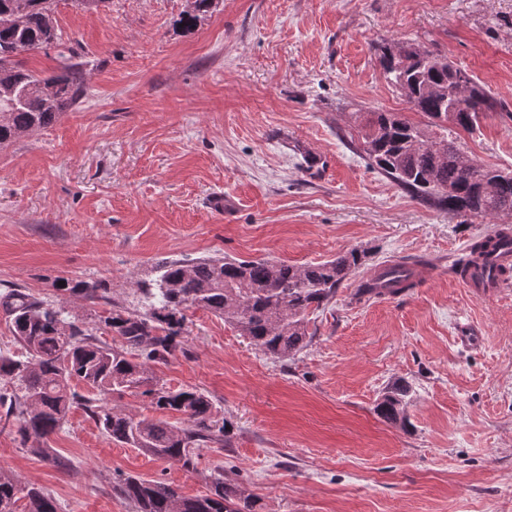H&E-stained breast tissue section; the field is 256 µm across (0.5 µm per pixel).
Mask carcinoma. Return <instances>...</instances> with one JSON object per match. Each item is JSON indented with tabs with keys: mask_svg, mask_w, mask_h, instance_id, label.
<instances>
[{
	"mask_svg": "<svg viewBox=\"0 0 512 512\" xmlns=\"http://www.w3.org/2000/svg\"><path fill=\"white\" fill-rule=\"evenodd\" d=\"M26 10L18 14V3ZM56 0H0V145L13 142L56 121L80 97L84 76L70 65L57 75L41 77L26 66L25 56L59 43L61 34L51 24ZM214 0H193L183 22L192 26L213 8ZM385 79L403 89L407 102L439 127L453 125L474 130L495 103L477 84L473 99L455 105L450 91L458 80H473L448 59L416 43L379 47ZM361 147L372 165L402 189L460 217H486L512 210V172L484 167L474 160L458 165L459 146L448 137L429 146L415 141L425 130L397 112H370L359 131ZM496 182L484 192L481 183ZM508 241L504 227L471 245L459 272L477 266L490 255L493 240ZM365 252L352 249L323 263L295 266L271 260L240 261L220 255L165 259L157 264V278L136 283L137 307L112 306L100 316L103 333L112 342L80 325L62 304H54L23 288L0 290V313L19 343L21 354L0 353V423L17 429L30 443L28 452L66 468V462L47 438L66 420L70 409L81 405L96 419L113 442L148 455L195 467L197 449L209 442L229 441L224 425L215 420L212 399L195 389L172 390L153 376L152 366L163 364L181 348L190 309L206 310L232 324L264 354L286 359L308 345V311L320 308L336 295L350 273L364 264ZM409 266L396 264L390 281L375 277L361 281L357 295L376 297L397 287H414ZM71 295L93 299L97 287L83 281H65ZM82 384L79 393L73 382ZM140 394L152 408L177 414L185 427L165 419L131 415L107 404L111 394ZM410 387L394 383L375 407L385 422L405 427ZM120 495L135 512H253V502L241 496L231 481L219 475L210 493L181 495L172 485L134 476H120ZM0 512H58L56 500L44 490L21 484L0 471Z\"/></svg>",
	"mask_w": 512,
	"mask_h": 512,
	"instance_id": "carcinoma-1",
	"label": "carcinoma"
}]
</instances>
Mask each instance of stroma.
I'll list each match as a JSON object with an SVG mask.
<instances>
[{
    "mask_svg": "<svg viewBox=\"0 0 512 512\" xmlns=\"http://www.w3.org/2000/svg\"><path fill=\"white\" fill-rule=\"evenodd\" d=\"M190 5L58 0L62 43L26 64L44 77L81 65L84 90L0 146V286L67 302L93 328L167 258L306 266L357 248L366 264L310 311L312 339L288 359L187 311L182 350L153 371L207 394L229 428L230 445H205L196 470L113 443L81 406L47 440L70 470L13 430L0 431V469L60 512H133L114 489L121 474L195 497L220 472L255 512H512V281L484 300L451 270L512 214L423 203L370 166L357 137L367 113L397 112L512 171V0H214L188 30ZM406 41L494 99L474 131L432 126L384 80L378 45ZM412 257L429 270L414 288L358 298L363 278ZM62 278L104 297L69 296ZM397 380L413 389L405 429L375 412Z\"/></svg>",
    "mask_w": 512,
    "mask_h": 512,
    "instance_id": "stroma-1",
    "label": "stroma"
}]
</instances>
